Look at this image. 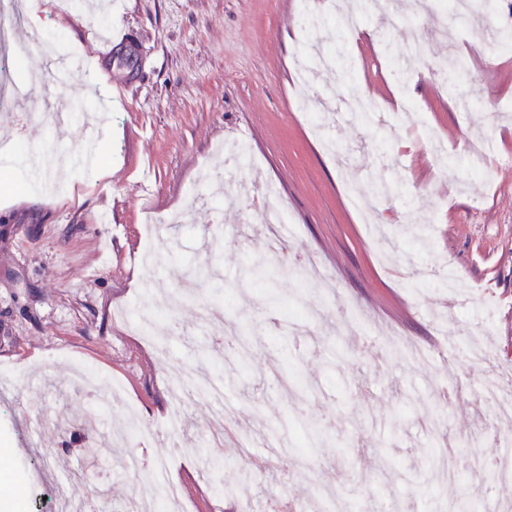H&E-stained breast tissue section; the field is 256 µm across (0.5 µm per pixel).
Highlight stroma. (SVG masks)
I'll return each mask as SVG.
<instances>
[{
	"instance_id": "35a3bbf8",
	"label": "stroma",
	"mask_w": 512,
	"mask_h": 512,
	"mask_svg": "<svg viewBox=\"0 0 512 512\" xmlns=\"http://www.w3.org/2000/svg\"><path fill=\"white\" fill-rule=\"evenodd\" d=\"M303 3L327 9L326 0H83L71 15L50 11L47 32L92 63L89 80L42 81L38 54L15 69L32 77L42 111L83 102L80 121L100 147L89 153L80 128L30 120V150L87 157L50 167L32 201L21 198L28 168L0 158V387L15 390L0 399V486L19 489L15 512L35 501L56 512L51 481L73 472L107 485L108 512H126L162 469L182 512H240L229 487L245 463L263 470L257 503L284 494L318 508L339 493L369 507L390 494L401 512H448L491 484L486 472L443 485L428 456L446 439L472 455L512 443V426L471 392L512 373V54L488 51L481 31L453 17L436 38L433 18L413 27L401 6L386 27L360 14L346 42L333 19L306 28ZM96 28L130 38L101 57L84 40ZM413 35L419 51L403 76L386 46ZM316 37L354 69L336 67L305 90L295 68ZM450 59L464 68L435 73ZM326 87L376 99L385 114L322 111ZM402 93L416 111L396 112ZM460 97L477 109L458 111ZM431 130L448 148L442 179L424 143ZM481 134L496 142L487 182L465 154ZM237 142L246 158L226 172L216 212L205 176L222 162L216 145ZM242 180L273 184L285 223L262 224L233 193ZM375 182L400 191L376 195ZM179 210L185 223L145 268L146 216ZM448 264L464 291L453 308ZM149 309L160 319L144 335L136 323ZM473 335L489 344V362L453 356V342ZM38 366L53 382L26 387ZM174 366L215 381L257 444L214 449L205 396L188 404L179 434L166 430ZM79 368L101 392L124 388L94 431L72 422L85 396L58 391ZM129 455L142 459L138 473L122 472Z\"/></svg>"
}]
</instances>
